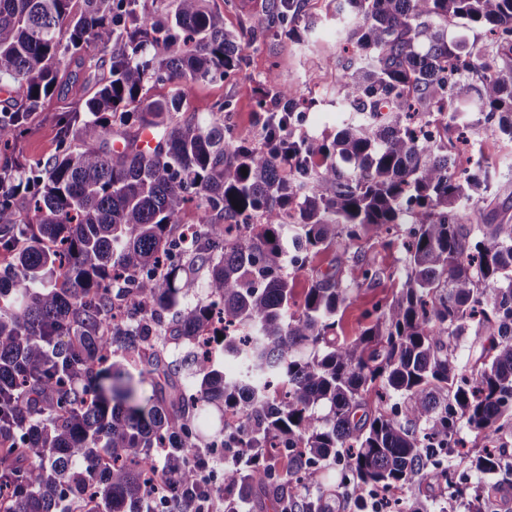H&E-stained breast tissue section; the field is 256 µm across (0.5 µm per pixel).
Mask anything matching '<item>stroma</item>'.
<instances>
[{
  "mask_svg": "<svg viewBox=\"0 0 512 512\" xmlns=\"http://www.w3.org/2000/svg\"><path fill=\"white\" fill-rule=\"evenodd\" d=\"M344 3L345 0H307L297 22L301 35L295 38L268 28L267 0H209L211 10L223 16L225 29L244 38L242 69L235 77L222 81L187 83V109L177 113V120L212 119L215 105L229 101L233 109L225 113V125L235 137L259 142L265 115L257 107L258 88L264 75L272 72L284 86L312 101V108L302 115L301 124L306 131L336 134L350 115L332 101L340 71L327 66L326 60L343 53L342 25L336 21L335 13ZM71 100L67 90H57L28 118L26 130L16 144L15 157L24 162H44L57 153L58 120ZM481 140L484 155L498 161L501 173L496 196L483 208L512 217V170L504 162L512 155V145L488 133L482 134ZM361 246L367 260L381 269L382 276L372 286L362 287L356 304L340 313L337 332L347 338L359 334L365 324L364 311L391 297L405 279L398 247L385 246L377 238L364 240Z\"/></svg>",
  "mask_w": 512,
  "mask_h": 512,
  "instance_id": "1",
  "label": "stroma"
}]
</instances>
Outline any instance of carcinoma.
<instances>
[{"instance_id": "carcinoma-1", "label": "carcinoma", "mask_w": 512, "mask_h": 512, "mask_svg": "<svg viewBox=\"0 0 512 512\" xmlns=\"http://www.w3.org/2000/svg\"><path fill=\"white\" fill-rule=\"evenodd\" d=\"M206 2L169 0L161 21L145 0H0V92L23 90L0 101L3 151L43 99L74 88L55 157L0 163V254L12 271L0 278V296L12 295L0 305V505L69 512L77 487L88 512H142L161 466L178 487L151 512H202L219 492L201 475L214 455L224 512H339L324 492L333 471L345 489L416 486L398 512H431V486L448 492L440 512H502L512 218L472 222L497 171L481 155L460 169L456 156L469 131L512 143V0H346L336 100L354 119L332 137L305 131L298 115L312 103L270 73L258 145L217 121L174 120L184 82L242 69L240 37ZM301 2L269 0V22L294 23ZM450 22L489 42L448 35ZM92 44L112 52L89 59ZM66 60L84 84L62 74ZM101 69L109 77L83 97ZM145 128L158 138L149 153L137 148ZM21 191L31 224L13 220ZM193 202L186 236L178 220ZM398 224L401 288L366 311L358 336H337L338 314L381 275L357 244ZM330 248L362 281L317 278L290 310L291 275ZM114 287L133 313L111 326ZM216 313L236 374L200 342ZM170 339L183 347L171 360ZM268 449L288 456L285 477Z\"/></svg>"}]
</instances>
